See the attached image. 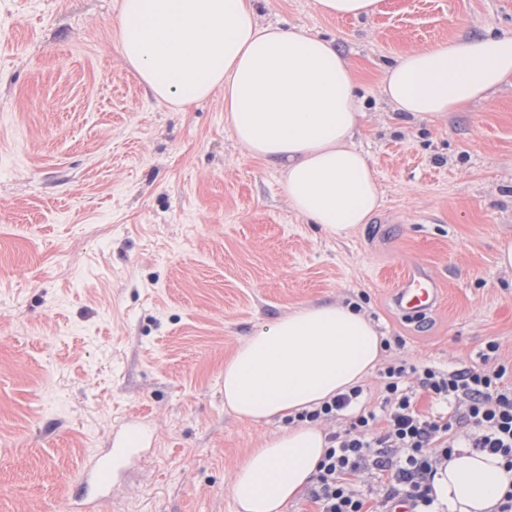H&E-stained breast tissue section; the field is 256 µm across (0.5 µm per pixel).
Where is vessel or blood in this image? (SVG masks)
<instances>
[{
	"label": "vessel or blood",
	"mask_w": 512,
	"mask_h": 512,
	"mask_svg": "<svg viewBox=\"0 0 512 512\" xmlns=\"http://www.w3.org/2000/svg\"><path fill=\"white\" fill-rule=\"evenodd\" d=\"M398 306L411 313L434 308L440 299V290L421 269L406 272L396 285ZM148 441L147 429L139 422H124L116 426L107 448L93 457L84 483V490L75 503L67 504V512H91L95 502L112 487L115 474L125 465L136 461Z\"/></svg>",
	"instance_id": "b4317fda"
}]
</instances>
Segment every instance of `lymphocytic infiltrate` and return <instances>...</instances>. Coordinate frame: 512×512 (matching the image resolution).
<instances>
[{"label":"lymphocytic infiltrate","instance_id":"1","mask_svg":"<svg viewBox=\"0 0 512 512\" xmlns=\"http://www.w3.org/2000/svg\"><path fill=\"white\" fill-rule=\"evenodd\" d=\"M499 346L487 342L479 365L422 369L395 362L380 371L381 402L369 406L363 387L299 414V421L339 422L313 476L309 499L317 512H391L406 498L412 512H435L430 476L454 449L501 456L512 471V367L500 362ZM436 409L419 410L418 394ZM387 476L378 492L356 489L351 476Z\"/></svg>","mask_w":512,"mask_h":512}]
</instances>
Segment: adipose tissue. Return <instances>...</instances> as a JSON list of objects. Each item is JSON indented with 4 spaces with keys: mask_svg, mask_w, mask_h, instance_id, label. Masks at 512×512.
Instances as JSON below:
<instances>
[{
    "mask_svg": "<svg viewBox=\"0 0 512 512\" xmlns=\"http://www.w3.org/2000/svg\"><path fill=\"white\" fill-rule=\"evenodd\" d=\"M124 61L154 95L184 109L224 91L237 143L280 171L289 207L342 238L382 205L378 179L355 145L364 101L334 40L258 21L254 0H120ZM512 79V35H460L400 55L380 93L394 111L439 120L487 99ZM382 338L365 313L339 300L299 307L244 339L224 363V405L259 424L292 418L233 473L237 512H284L327 448L324 429L297 422L359 385L381 363ZM447 512H492L512 476L500 456L455 449L433 481Z\"/></svg>",
    "mask_w": 512,
    "mask_h": 512,
    "instance_id": "ef3b65f1",
    "label": "adipose tissue"
}]
</instances>
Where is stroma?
<instances>
[{
  "label": "stroma",
  "mask_w": 512,
  "mask_h": 512,
  "mask_svg": "<svg viewBox=\"0 0 512 512\" xmlns=\"http://www.w3.org/2000/svg\"><path fill=\"white\" fill-rule=\"evenodd\" d=\"M261 24L335 39L367 118L356 139L383 203L347 238L292 211L282 175L239 146L224 92L173 109L119 53V0H0V512H55L128 420L152 444L98 512H236L228 481L283 426L224 407V361L291 310L359 304L403 346L385 360L512 362V82L421 121L379 95L406 51L486 29L512 0H383L333 19L316 0H258ZM421 267L430 314L397 309Z\"/></svg>",
  "instance_id": "35a3bbf8"
}]
</instances>
